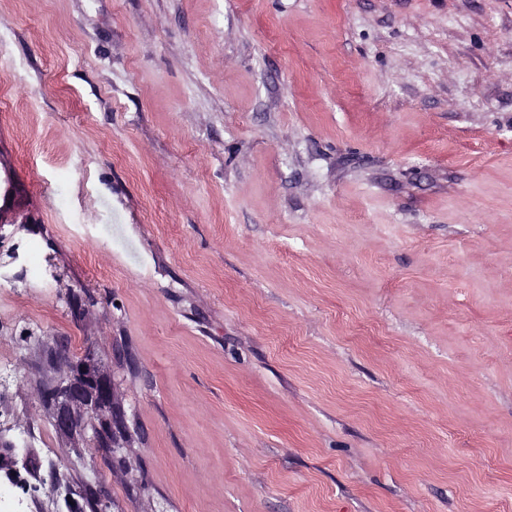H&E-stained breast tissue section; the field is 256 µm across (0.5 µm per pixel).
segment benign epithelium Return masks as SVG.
Returning <instances> with one entry per match:
<instances>
[{"label": "benign epithelium", "instance_id": "7a95c632", "mask_svg": "<svg viewBox=\"0 0 512 512\" xmlns=\"http://www.w3.org/2000/svg\"><path fill=\"white\" fill-rule=\"evenodd\" d=\"M57 387L59 393L43 400V408L69 447L85 448L97 439L102 448L126 447V420L116 407V387L93 347L62 368ZM0 470L11 483L27 486L22 472H30L28 459H14L1 465Z\"/></svg>", "mask_w": 512, "mask_h": 512}]
</instances>
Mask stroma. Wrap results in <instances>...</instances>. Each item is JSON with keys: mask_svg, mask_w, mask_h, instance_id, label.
Listing matches in <instances>:
<instances>
[{"mask_svg": "<svg viewBox=\"0 0 512 512\" xmlns=\"http://www.w3.org/2000/svg\"><path fill=\"white\" fill-rule=\"evenodd\" d=\"M4 188L0 512H512V0H0ZM76 359L62 368L56 384L59 393L43 399V408L55 431L69 442L68 448H86L98 439L100 448L112 454V448L126 447V420L116 407L112 375L93 346Z\"/></svg>", "mask_w": 512, "mask_h": 512, "instance_id": "stroma-1", "label": "stroma"}]
</instances>
